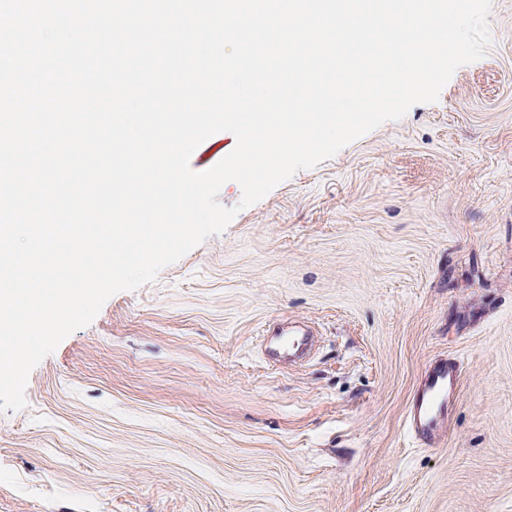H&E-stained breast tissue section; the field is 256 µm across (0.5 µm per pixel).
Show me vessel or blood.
<instances>
[{
    "label": "vessel or blood",
    "instance_id": "1",
    "mask_svg": "<svg viewBox=\"0 0 512 512\" xmlns=\"http://www.w3.org/2000/svg\"><path fill=\"white\" fill-rule=\"evenodd\" d=\"M459 384L457 364L444 359L432 364L408 409V432L424 444L439 443L454 407Z\"/></svg>",
    "mask_w": 512,
    "mask_h": 512
}]
</instances>
